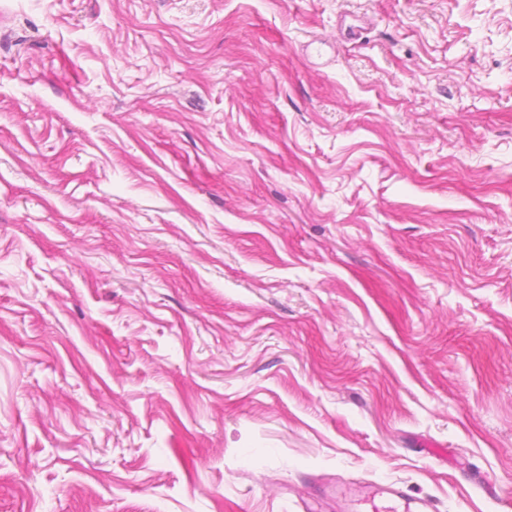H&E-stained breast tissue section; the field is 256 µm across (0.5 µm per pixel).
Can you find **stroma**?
<instances>
[{"mask_svg": "<svg viewBox=\"0 0 512 512\" xmlns=\"http://www.w3.org/2000/svg\"><path fill=\"white\" fill-rule=\"evenodd\" d=\"M364 481L512 512V0H0V512Z\"/></svg>", "mask_w": 512, "mask_h": 512, "instance_id": "1", "label": "stroma"}]
</instances>
